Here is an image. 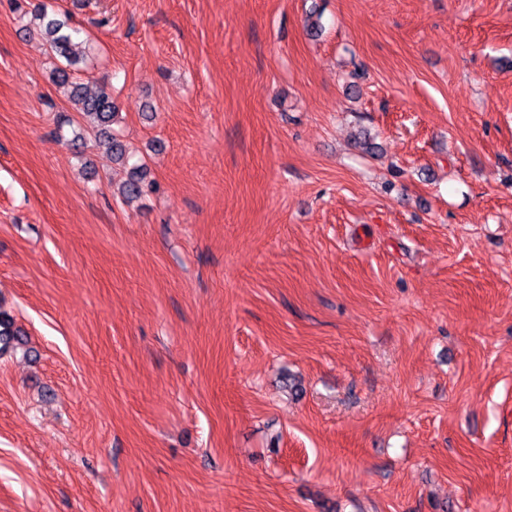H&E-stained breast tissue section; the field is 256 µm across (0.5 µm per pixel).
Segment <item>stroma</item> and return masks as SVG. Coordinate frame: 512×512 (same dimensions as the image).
I'll list each match as a JSON object with an SVG mask.
<instances>
[{
  "label": "stroma",
  "instance_id": "35a3bbf8",
  "mask_svg": "<svg viewBox=\"0 0 512 512\" xmlns=\"http://www.w3.org/2000/svg\"><path fill=\"white\" fill-rule=\"evenodd\" d=\"M44 2L157 189L0 0V512H512V0ZM146 178V168L143 165H133L130 178L121 186L119 194L128 200L141 197L153 188V184L146 181Z\"/></svg>",
  "mask_w": 512,
  "mask_h": 512
}]
</instances>
